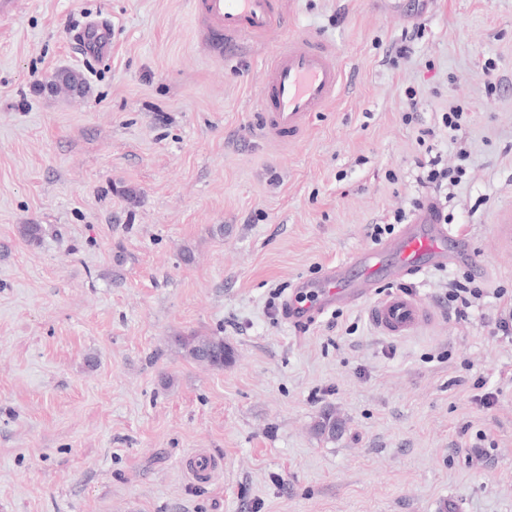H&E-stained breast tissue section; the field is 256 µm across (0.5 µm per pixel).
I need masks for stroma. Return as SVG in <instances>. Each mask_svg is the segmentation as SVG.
Segmentation results:
<instances>
[{"instance_id":"1","label":"stroma","mask_w":512,"mask_h":512,"mask_svg":"<svg viewBox=\"0 0 512 512\" xmlns=\"http://www.w3.org/2000/svg\"><path fill=\"white\" fill-rule=\"evenodd\" d=\"M283 10L222 58L193 0H24L0 24V512H512V0ZM296 34L333 49L342 85L275 144L254 132L263 62ZM67 67L85 94L44 90ZM430 153L460 181L423 187ZM429 194L475 263L374 290H413L429 324L385 336L362 303L288 323L301 282ZM455 282L482 291L463 319ZM191 335L235 361L191 360ZM327 411L341 436L315 433ZM194 451L220 460L211 482L180 468ZM175 342L189 358L215 368L224 367V353L231 356L220 336H178Z\"/></svg>"}]
</instances>
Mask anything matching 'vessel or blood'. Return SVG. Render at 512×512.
I'll list each match as a JSON object with an SVG mask.
<instances>
[{"mask_svg":"<svg viewBox=\"0 0 512 512\" xmlns=\"http://www.w3.org/2000/svg\"><path fill=\"white\" fill-rule=\"evenodd\" d=\"M207 31L210 51L221 52L228 43H240L279 27L282 8L279 0H196ZM342 84V68L328 45L304 35L288 37L265 66L262 119L258 127L263 139L284 143L301 134L312 113L326 108L336 98ZM460 237L445 231L432 220L420 218L403 229L386 248L354 255L349 265L357 267L348 275L347 265L328 271L317 283L314 299H290L287 318L311 322L324 311L346 303L368 300V315L385 336L402 337L415 333L432 317V311L415 293L393 292L372 298L378 271L398 280L408 269L440 267L446 264L453 243ZM396 261L384 266L386 251ZM195 481H208L216 473L212 459L196 452L186 468Z\"/></svg>","mask_w":512,"mask_h":512,"instance_id":"b4317fda","label":"vessel or blood"}]
</instances>
